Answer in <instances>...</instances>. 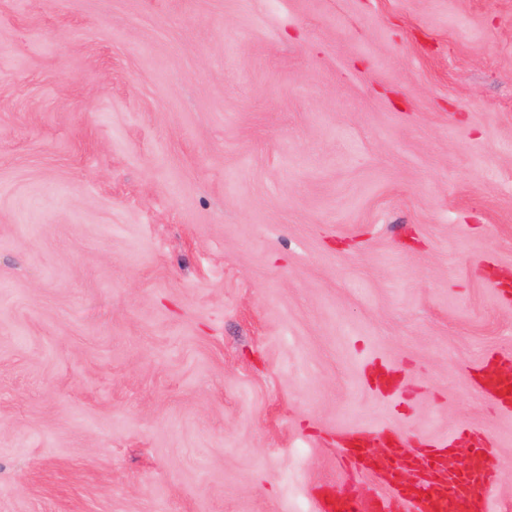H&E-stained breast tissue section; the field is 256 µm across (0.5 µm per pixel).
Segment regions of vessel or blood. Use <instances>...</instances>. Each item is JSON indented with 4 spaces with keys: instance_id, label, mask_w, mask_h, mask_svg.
<instances>
[{
    "instance_id": "obj_1",
    "label": "vessel or blood",
    "mask_w": 512,
    "mask_h": 512,
    "mask_svg": "<svg viewBox=\"0 0 512 512\" xmlns=\"http://www.w3.org/2000/svg\"><path fill=\"white\" fill-rule=\"evenodd\" d=\"M475 373L489 401L512 410V396L504 390L505 384L512 383V359L490 358ZM459 437L470 440L472 450L469 466L457 472L447 468L448 452L454 447L447 440L410 448L404 438L391 437L386 453L373 456L367 451L366 433L345 435V455L354 469L379 475L395 496H360L344 487L320 496L315 512H489L494 484L489 454L481 438L469 437L464 431Z\"/></svg>"
}]
</instances>
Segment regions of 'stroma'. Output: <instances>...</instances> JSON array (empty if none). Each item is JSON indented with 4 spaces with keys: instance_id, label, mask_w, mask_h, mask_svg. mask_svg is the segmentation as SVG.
Instances as JSON below:
<instances>
[{
    "instance_id": "35a3bbf8",
    "label": "stroma",
    "mask_w": 512,
    "mask_h": 512,
    "mask_svg": "<svg viewBox=\"0 0 512 512\" xmlns=\"http://www.w3.org/2000/svg\"><path fill=\"white\" fill-rule=\"evenodd\" d=\"M511 280L512 0H0V512H315L385 491L353 429L512 458ZM474 373L481 379L480 387L489 401L512 410L511 395L504 391V385L512 383L511 358L492 357L477 366Z\"/></svg>"
}]
</instances>
